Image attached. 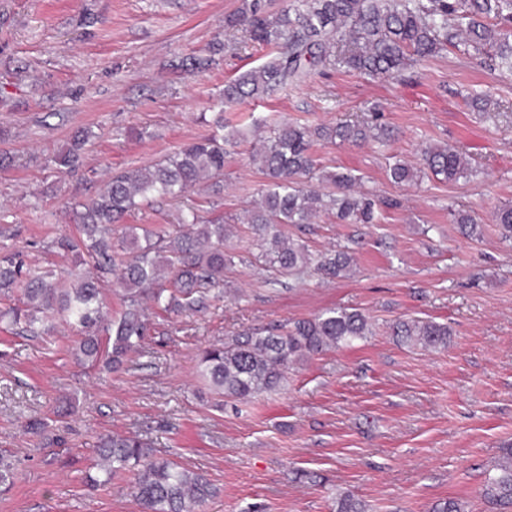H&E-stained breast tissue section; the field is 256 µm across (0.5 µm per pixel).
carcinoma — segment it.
<instances>
[{"label":"carcinoma","mask_w":512,"mask_h":512,"mask_svg":"<svg viewBox=\"0 0 512 512\" xmlns=\"http://www.w3.org/2000/svg\"><path fill=\"white\" fill-rule=\"evenodd\" d=\"M228 28L243 26L246 40L270 51L272 58L224 84L219 103L231 105L261 98L286 88L294 80L322 67L379 77L394 76L448 48L486 55L490 67L512 75V0H292L272 13L266 0H242L225 18ZM387 129L360 123L312 127L281 122L258 139L254 162L266 175L259 199L248 211V224L260 257L279 275L298 276L310 269L329 277L349 271L353 258L345 250L315 256L282 231L288 224H310L321 212L336 214L345 224H372L381 201L357 189L350 172L322 171L312 152L318 140L343 143H383ZM92 137L89 129L72 137L66 151L54 157L57 169L75 167ZM224 138L217 135L183 145L177 152L148 166L130 167L112 175L91 202L76 211L82 235H62L56 249L81 261L90 259L98 271L112 274L124 290L125 311L117 320L104 315L99 277L73 272L64 288L48 272L23 273L15 255H0V291L27 280L23 306L0 309V322L22 324L31 336L46 331L52 315L78 328V358H106L111 369L142 348L147 332L144 304L164 310H198L206 306L208 289L224 281L232 256L224 250L226 225L201 220L196 209L183 213L179 234L131 226L112 242V225L142 202L159 197L178 199L191 187L206 184L216 195L223 189ZM421 166L449 181L467 176L469 162L448 144L421 148ZM415 167L397 161L391 180L408 183ZM504 238H512V204L493 214ZM393 332L404 342L426 350L446 349L448 325L418 319L400 320ZM111 349L103 351L100 334ZM370 334L368 318L359 311L328 309L284 327L244 331L222 346L204 349L200 375L221 399L245 400L277 391L288 366L332 347L349 346ZM95 473L86 483L97 486L122 472L135 475L134 498L140 512H198L217 494L204 475L153 454L139 435H106L99 439ZM483 495L512 508V444L504 448L497 474L488 478Z\"/></svg>","instance_id":"obj_1"}]
</instances>
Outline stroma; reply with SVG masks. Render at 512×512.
<instances>
[{
  "mask_svg": "<svg viewBox=\"0 0 512 512\" xmlns=\"http://www.w3.org/2000/svg\"><path fill=\"white\" fill-rule=\"evenodd\" d=\"M241 0H0V245L27 268L64 275L54 252L77 235L76 204L128 167L161 160L224 131V189L197 186L182 201L154 199L126 223L175 230L182 204L230 224L234 261L198 313L146 308L150 333L124 370L78 363L79 333L59 323L43 336L0 323V456L14 483L0 512H139L133 476L98 488L84 481L107 433L147 435L157 454L205 474L218 488L199 512H336L344 493L367 512H432L448 498L465 512H494L482 487L512 443V240L493 213L512 203V76L448 49L396 78L327 68L287 90L217 111L229 78L263 64L237 48L224 19ZM189 74L180 59L206 55ZM470 93L488 95V111ZM378 112L387 146L316 142L328 171H352L363 192L387 200L372 224L320 213L284 231L311 253L346 250L355 263L335 279L267 271L241 217L265 176L251 160L257 136L283 119L336 125ZM92 130L83 164H51L77 129ZM449 143L471 164L448 181L425 173L391 183L389 158L416 164L422 144ZM468 211L467 236L449 208ZM365 314L372 334L290 366L276 392L218 401L198 377L200 350L236 332L310 318L324 310ZM447 324V349L399 343L400 319ZM32 418L46 434L26 432Z\"/></svg>",
  "mask_w": 512,
  "mask_h": 512,
  "instance_id": "obj_1",
  "label": "stroma"
}]
</instances>
